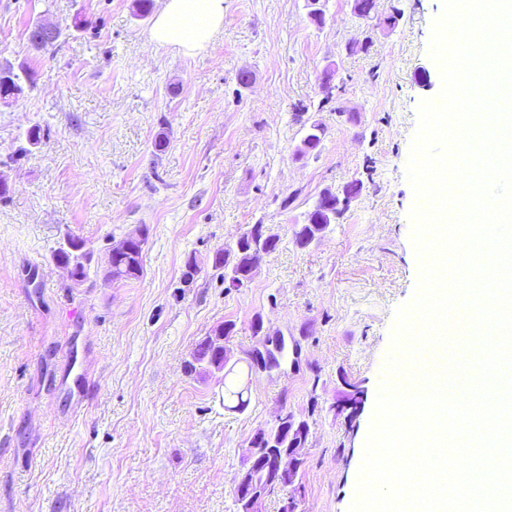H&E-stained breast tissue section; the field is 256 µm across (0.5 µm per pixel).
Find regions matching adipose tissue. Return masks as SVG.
<instances>
[{
  "label": "adipose tissue",
  "mask_w": 512,
  "mask_h": 512,
  "mask_svg": "<svg viewBox=\"0 0 512 512\" xmlns=\"http://www.w3.org/2000/svg\"><path fill=\"white\" fill-rule=\"evenodd\" d=\"M224 25V0H166L149 40L191 53L205 48Z\"/></svg>",
  "instance_id": "obj_1"
}]
</instances>
